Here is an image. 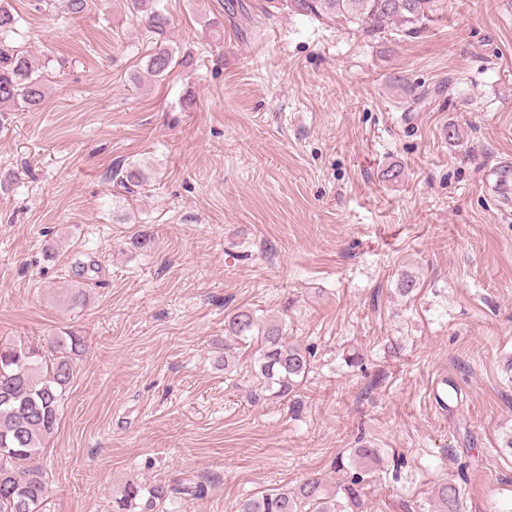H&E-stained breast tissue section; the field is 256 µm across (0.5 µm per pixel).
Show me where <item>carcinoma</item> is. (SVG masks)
Masks as SVG:
<instances>
[{
  "label": "carcinoma",
  "mask_w": 512,
  "mask_h": 512,
  "mask_svg": "<svg viewBox=\"0 0 512 512\" xmlns=\"http://www.w3.org/2000/svg\"><path fill=\"white\" fill-rule=\"evenodd\" d=\"M433 0H266L270 9L291 11L322 23L342 21L367 37L399 23L416 25L431 11ZM126 7L155 37L167 32L169 17L158 0H126ZM18 17L10 0H0V41L14 32ZM173 51L154 47L147 70L160 77L172 67ZM45 98V83L30 59L0 49V112L35 108ZM112 178L124 192L136 195L147 186L142 170L133 164L116 169ZM225 335L259 347L251 373L260 390L274 397L295 392L310 369V350L288 342L282 321H261L247 308L226 315ZM47 348L24 340H0V512H40L48 491V473L40 462L46 443L57 432L75 363L85 350L84 338L64 332L46 339ZM369 471L352 475L344 497L318 476L285 489L252 495L239 512H353ZM439 512H459L461 489L452 482L435 490ZM197 483L171 485L163 480L125 482L113 501V512H175L177 496L200 497Z\"/></svg>",
  "instance_id": "1"
}]
</instances>
